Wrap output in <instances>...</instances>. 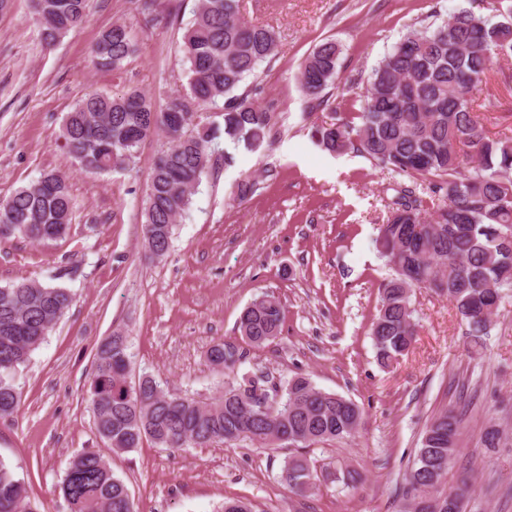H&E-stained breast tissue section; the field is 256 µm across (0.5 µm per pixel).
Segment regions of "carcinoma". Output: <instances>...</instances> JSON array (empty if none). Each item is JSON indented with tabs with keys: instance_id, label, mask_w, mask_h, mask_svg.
I'll return each instance as SVG.
<instances>
[{
	"instance_id": "carcinoma-1",
	"label": "carcinoma",
	"mask_w": 512,
	"mask_h": 512,
	"mask_svg": "<svg viewBox=\"0 0 512 512\" xmlns=\"http://www.w3.org/2000/svg\"><path fill=\"white\" fill-rule=\"evenodd\" d=\"M42 42L51 48L86 19L87 0H33ZM136 35L124 23L103 31L93 49L96 66L118 71L135 53ZM275 31L241 19L238 0H198L183 38L188 88L169 97L157 111L138 90L121 97L97 94L66 113L60 138L66 154L89 173L129 166L142 142L160 130L166 139L156 155L142 209L144 243L155 258L166 255L177 219L212 159L219 137L248 150L259 148L271 130L270 112L235 94L244 78L271 59ZM340 50L326 41L301 64L296 81L301 93L321 102L337 75ZM512 57V19L494 21L470 9L432 20L408 31L376 64L360 110L317 130L319 144L330 153L356 150L383 168L419 175L444 204L422 217V200L402 189L378 228L377 246L393 271L381 288L371 336L378 363L388 368L416 340L412 293L428 288L446 296L482 346L492 317L512 291V252L499 238L512 232V136L485 135L473 110V96L493 64ZM223 101V125L190 130L184 115ZM72 199L66 177L56 171L0 202V238L21 236L33 243L57 240L69 230ZM72 303L71 293L36 279L0 286V419L14 416L21 396L12 378L39 348ZM284 311L277 301L248 304L238 329L253 346L278 336ZM238 351L217 343L207 362L230 376L240 362ZM127 336L120 331L96 352L90 403L99 436L114 453L129 452L145 438L160 448H186L213 441L248 440L261 446L278 443L310 446L351 435L361 424L356 404L317 389L304 376L288 381L281 404L262 417L254 408L268 399L262 376L224 382L211 402L170 393L151 376L128 382ZM459 414L444 410L422 434L397 512H448V498L463 504L472 488L441 485L454 460ZM281 478L298 493L316 482L310 461L288 458ZM61 490L71 512H137L124 481L115 476L99 451L77 455L69 464ZM0 512H38L23 480L0 462Z\"/></svg>"
}]
</instances>
